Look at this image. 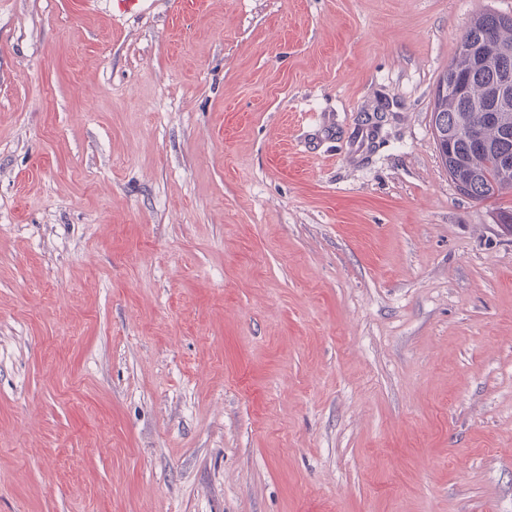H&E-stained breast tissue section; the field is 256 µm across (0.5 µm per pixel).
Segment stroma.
Segmentation results:
<instances>
[{"label": "stroma", "mask_w": 512, "mask_h": 512, "mask_svg": "<svg viewBox=\"0 0 512 512\" xmlns=\"http://www.w3.org/2000/svg\"><path fill=\"white\" fill-rule=\"evenodd\" d=\"M512 0H0V512H512V196L438 79Z\"/></svg>", "instance_id": "35a3bbf8"}]
</instances>
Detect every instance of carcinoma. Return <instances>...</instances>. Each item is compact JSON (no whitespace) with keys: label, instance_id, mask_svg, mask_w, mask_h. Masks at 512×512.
Returning a JSON list of instances; mask_svg holds the SVG:
<instances>
[{"label":"carcinoma","instance_id":"carcinoma-1","mask_svg":"<svg viewBox=\"0 0 512 512\" xmlns=\"http://www.w3.org/2000/svg\"><path fill=\"white\" fill-rule=\"evenodd\" d=\"M478 43H491L501 50L512 52V15L485 11L471 21L448 70L467 77L473 96L461 98L450 95L436 100L434 111L443 116V121L440 128L434 129V134H439L441 130L452 134L466 126L482 129L483 139L487 143L482 152L474 149L463 137L455 139L453 143V171L470 188L468 197L481 203L512 195V191L503 190L506 185L512 188V169L502 167L499 161L503 153H512V106L496 113L492 122L488 120V113L476 111V98L497 77L493 63L481 69L472 67L464 45L474 46Z\"/></svg>","mask_w":512,"mask_h":512}]
</instances>
